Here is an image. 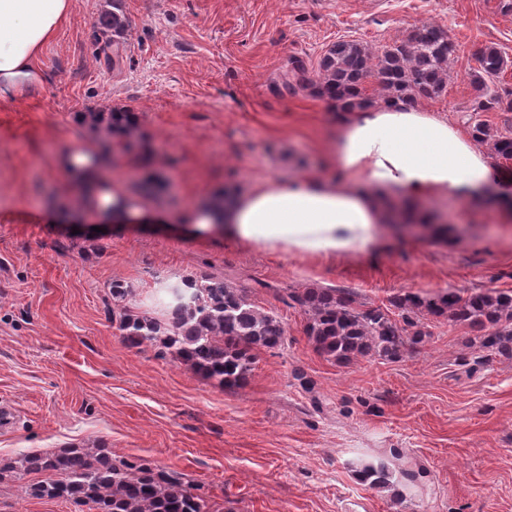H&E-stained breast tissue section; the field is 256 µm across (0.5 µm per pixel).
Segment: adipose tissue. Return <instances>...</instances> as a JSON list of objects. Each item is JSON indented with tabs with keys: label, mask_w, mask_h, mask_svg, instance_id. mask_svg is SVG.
Here are the masks:
<instances>
[{
	"label": "adipose tissue",
	"mask_w": 512,
	"mask_h": 512,
	"mask_svg": "<svg viewBox=\"0 0 512 512\" xmlns=\"http://www.w3.org/2000/svg\"><path fill=\"white\" fill-rule=\"evenodd\" d=\"M72 0H0V95L23 96L39 83V59L70 16ZM326 177H267L220 211H186L197 235L221 232L298 257L333 259L357 250L388 223V202L453 199L476 203L501 173L459 126L432 113L384 103L342 113ZM60 168L89 188L84 209L101 223L133 224L152 213L129 204L120 183L104 190L81 151Z\"/></svg>",
	"instance_id": "ef3b65f1"
}]
</instances>
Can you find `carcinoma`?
Instances as JSON below:
<instances>
[{"label": "carcinoma", "instance_id": "carcinoma-1", "mask_svg": "<svg viewBox=\"0 0 512 512\" xmlns=\"http://www.w3.org/2000/svg\"><path fill=\"white\" fill-rule=\"evenodd\" d=\"M95 25L105 46L117 48L124 43L129 24L117 7L102 11ZM452 53L448 33L438 26H424L379 53L359 41L341 40L323 54L311 85L342 112L372 104L363 87L370 76L385 102L411 106L420 98L442 93ZM479 64L475 82L481 95L473 111L490 112L499 105L490 83L508 68V60L496 47L488 46ZM77 122L99 144L100 151L93 153L98 165L114 152L131 155L140 148L141 120L126 108H90L78 113ZM472 136L490 144L495 157L512 160L511 136L493 137L481 121L473 124ZM109 295L112 323L128 347H152L161 357L186 365L223 389L248 381L256 350L280 348L286 342L281 318L264 311L245 290L231 286L222 276L199 272L166 282L160 291L163 313L159 317L134 308L136 290L127 283L113 282ZM282 302L302 311L309 342L331 362L358 356L400 359L423 341L428 317L467 326L477 333L478 349L512 357V291L485 289L464 295L449 290L434 296L405 292L385 305L361 302L347 288L312 286L286 291ZM3 473L17 480L29 474L42 476L25 486L26 494L68 502L79 512L211 509L203 485L145 459H114L99 447L29 452L15 465L0 466ZM392 477L382 463L362 470V478L373 486L386 485Z\"/></svg>", "mask_w": 512, "mask_h": 512}]
</instances>
